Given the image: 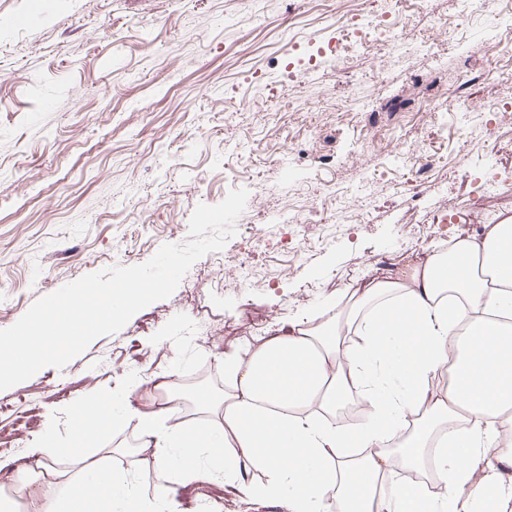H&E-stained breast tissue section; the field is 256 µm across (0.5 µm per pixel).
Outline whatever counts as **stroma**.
<instances>
[{
  "mask_svg": "<svg viewBox=\"0 0 512 512\" xmlns=\"http://www.w3.org/2000/svg\"><path fill=\"white\" fill-rule=\"evenodd\" d=\"M390 9L409 38L388 67L386 28L344 58L330 52L353 19L325 0H0V306L10 311L0 328L86 274L184 243L194 208L248 187L251 175L303 218L271 224L245 208L223 251L198 259L168 298L64 367L0 391V432L18 436L0 443V498L14 512H41L93 463L136 485L157 481L130 419L96 432L82 459L42 469L27 493L17 473L36 464L29 448L48 437L72 447L75 400L101 392L120 411L164 375L185 391L188 421L210 419L197 396L219 398L225 356L297 318L322 320L354 281L400 272L512 215V196L485 193L491 178L512 185V108L501 106L512 86V0ZM354 78L363 110L327 127L312 121L346 99ZM291 85L297 99L256 123L223 117L259 112L258 99ZM448 95L468 111H436ZM331 190L362 221L327 235L310 216ZM240 253L274 283L243 287L241 270L220 264ZM223 483L195 481L177 512H288L285 497L247 505Z\"/></svg>",
  "mask_w": 512,
  "mask_h": 512,
  "instance_id": "1",
  "label": "stroma"
}]
</instances>
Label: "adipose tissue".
I'll use <instances>...</instances> for the list:
<instances>
[{"label": "adipose tissue", "mask_w": 512, "mask_h": 512, "mask_svg": "<svg viewBox=\"0 0 512 512\" xmlns=\"http://www.w3.org/2000/svg\"><path fill=\"white\" fill-rule=\"evenodd\" d=\"M336 314L302 319L224 358V408L186 424L174 384L137 415L162 477L130 489L88 467L49 512H154L170 484L201 479L200 455L244 500L288 512H506L512 505V223L457 236L448 252L340 291ZM447 374L445 385L434 386ZM364 417L332 421L352 399ZM365 454L353 458V449ZM265 472L238 478L240 460ZM445 490L418 480L426 463Z\"/></svg>", "instance_id": "1"}]
</instances>
